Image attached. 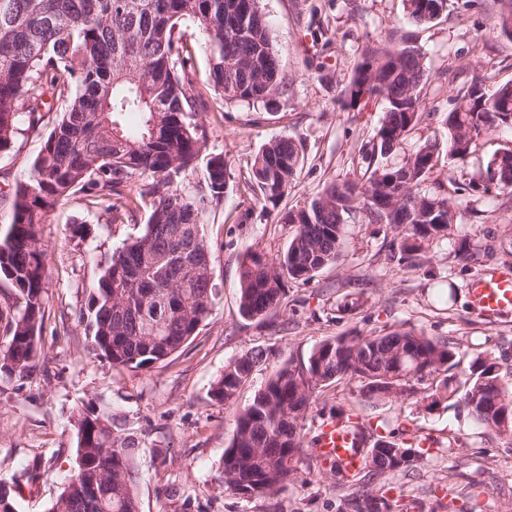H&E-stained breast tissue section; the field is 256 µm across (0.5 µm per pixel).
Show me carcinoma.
I'll return each instance as SVG.
<instances>
[{
    "mask_svg": "<svg viewBox=\"0 0 512 512\" xmlns=\"http://www.w3.org/2000/svg\"><path fill=\"white\" fill-rule=\"evenodd\" d=\"M417 24L437 20L448 0H403ZM491 15L492 30L512 40V0ZM192 20L210 46L207 84L227 103L271 104L286 92L265 16L252 0H0V152L17 136L49 125L26 181L12 192V216L0 225V279L11 285L8 311H0V379L26 380L36 372L46 314L48 245L39 226L63 201L81 193L91 203L112 202L109 222L143 210L145 230L104 252L98 274L76 312L95 354L114 367L148 369L187 344L208 318L219 295L211 268L205 218L224 205L232 164L206 152L208 135L197 121L208 101L191 77L192 47L182 23ZM486 75L460 88L443 118L445 145L426 140L399 164L371 167L366 181L331 182L284 216L295 225L274 259L259 253L239 269V313L266 317L282 307L290 281L307 282L333 265L350 219L390 224L392 257L407 261L422 245L451 234L459 211L441 187H426L440 156L466 160L478 141L512 128V83ZM426 68L409 39L367 45L342 103L354 109L380 96L385 111L366 157L397 150L436 109L423 94ZM138 118L129 131L127 116ZM305 162L301 141L282 136L254 156L244 188L260 203L288 193ZM138 178L134 195L127 193ZM495 189L512 196V161L494 154L486 179L459 190ZM268 352L249 351L224 366L210 387L227 406L265 363ZM460 344L422 331L394 330L362 336L339 334L319 342L297 363L280 366L237 412L224 449V487L249 496L286 487L303 447V420L326 389L343 379L359 382V402L377 407L419 393L448 401L471 420L512 442V370L482 352L460 375ZM75 469L47 512H139L136 485L141 439L124 415L90 401L76 420ZM355 484L342 512H407L400 494L360 486L408 473L423 456L418 446L370 428ZM0 479V512H18L15 487Z\"/></svg>",
    "mask_w": 512,
    "mask_h": 512,
    "instance_id": "1",
    "label": "carcinoma"
}]
</instances>
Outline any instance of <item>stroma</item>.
Listing matches in <instances>:
<instances>
[{
  "instance_id": "1",
  "label": "stroma",
  "mask_w": 512,
  "mask_h": 512,
  "mask_svg": "<svg viewBox=\"0 0 512 512\" xmlns=\"http://www.w3.org/2000/svg\"><path fill=\"white\" fill-rule=\"evenodd\" d=\"M493 0L460 10L448 0V14L426 25L411 23L401 0H259L269 24L280 69L288 86L272 107L215 103L198 120L208 132V149L226 155L235 174L246 173L254 154L270 140H302L306 161L292 189L276 206H263L241 187L206 218L213 243L212 267L221 291L198 336L164 363L139 371L112 367L89 349L75 311L97 273L98 249L110 250L139 236L145 213L121 224L108 223L103 208L76 194L40 227L48 246V292L36 375L25 382L0 380V478L11 479L33 464L45 468L35 483L23 484L19 512H47L75 463V420L88 401L127 415L145 444L137 464L139 512H341L346 488L334 473L318 470L300 449L288 486L262 497L225 490L221 462L230 442L234 414L283 363L298 361L323 339L345 332L375 335L397 329L424 331L461 345L469 363L488 351L512 368V311L482 316L472 311L468 288L494 272L512 273V198L478 200L461 192L480 180L487 160L512 145V129L485 136L475 157L447 162L433 174L443 182L460 215L452 235L425 244L417 258L388 257L396 232L387 224H351L336 265L306 283L289 282L286 306L266 317L246 320L238 312V275L251 252L272 258L283 251L293 225L279 218L331 181L362 183L368 162L359 149L371 145L385 104L374 98L361 108L339 103L340 90L360 60L362 49L397 33L407 35L425 59L427 102L439 116L408 137L391 162L425 140H446L441 120L453 107L457 89L492 72L512 81V40L492 33ZM43 145L42 137L19 135L0 153V224L12 213L10 193L22 181ZM83 242L72 237L75 226ZM457 286L452 310L434 308L439 288ZM352 311H338L345 295ZM270 351L233 406L211 399V383L229 361L254 349ZM357 381H344L320 396L305 420L306 437L323 418L340 409L361 421L406 428L431 446L417 462V479L391 475L393 492L417 500L419 512H441L444 489L459 492L474 512H512V443L474 424L466 411L421 397L377 409L359 404Z\"/></svg>"
}]
</instances>
